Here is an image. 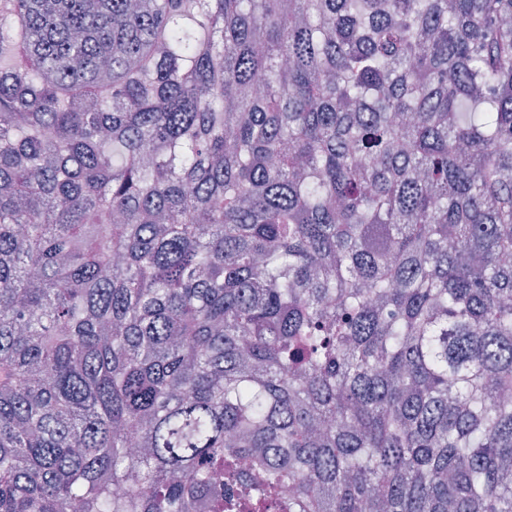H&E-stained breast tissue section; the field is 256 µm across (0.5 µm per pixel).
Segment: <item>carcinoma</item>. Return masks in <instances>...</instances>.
Instances as JSON below:
<instances>
[{
    "instance_id": "obj_1",
    "label": "carcinoma",
    "mask_w": 512,
    "mask_h": 512,
    "mask_svg": "<svg viewBox=\"0 0 512 512\" xmlns=\"http://www.w3.org/2000/svg\"><path fill=\"white\" fill-rule=\"evenodd\" d=\"M286 486L512 512V0H0V512Z\"/></svg>"
}]
</instances>
